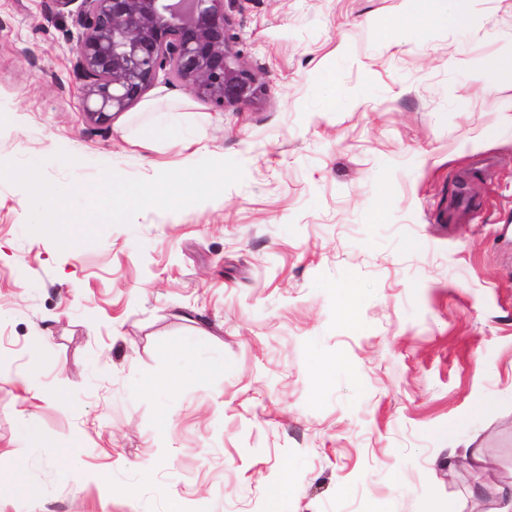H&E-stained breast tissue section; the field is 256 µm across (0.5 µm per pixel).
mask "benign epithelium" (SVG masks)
Masks as SVG:
<instances>
[{
  "instance_id": "7a95c632",
  "label": "benign epithelium",
  "mask_w": 512,
  "mask_h": 512,
  "mask_svg": "<svg viewBox=\"0 0 512 512\" xmlns=\"http://www.w3.org/2000/svg\"><path fill=\"white\" fill-rule=\"evenodd\" d=\"M80 29L83 112L99 125L138 102L161 71L219 108L252 101L258 76L229 33L227 0H56Z\"/></svg>"
}]
</instances>
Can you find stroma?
<instances>
[{
  "label": "stroma",
  "instance_id": "obj_1",
  "mask_svg": "<svg viewBox=\"0 0 512 512\" xmlns=\"http://www.w3.org/2000/svg\"><path fill=\"white\" fill-rule=\"evenodd\" d=\"M472 9L417 33L403 0H234L257 100L163 71L99 126L70 15L0 0V161L244 171L64 250L0 181V512H477L490 470L512 491V0ZM156 108L194 145L156 144ZM186 343L217 369L142 392Z\"/></svg>",
  "mask_w": 512,
  "mask_h": 512
}]
</instances>
